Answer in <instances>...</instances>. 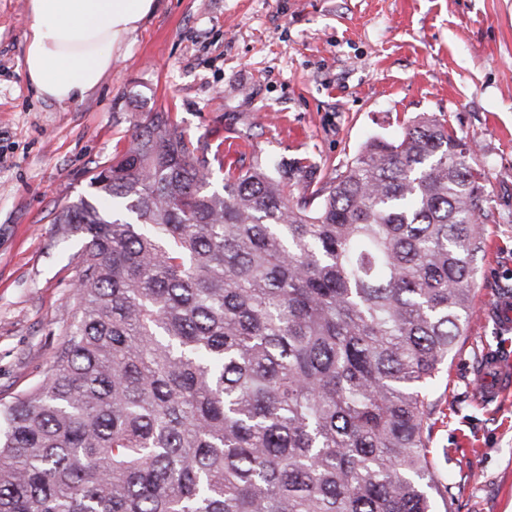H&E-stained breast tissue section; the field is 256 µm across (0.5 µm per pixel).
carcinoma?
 <instances>
[{"mask_svg":"<svg viewBox=\"0 0 512 512\" xmlns=\"http://www.w3.org/2000/svg\"><path fill=\"white\" fill-rule=\"evenodd\" d=\"M210 188L167 112L54 218L84 249L47 378L0 399V512H436L426 388L468 325L482 185L446 120L314 205Z\"/></svg>","mask_w":512,"mask_h":512,"instance_id":"1","label":"carcinoma"}]
</instances>
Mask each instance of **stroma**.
<instances>
[{
    "mask_svg": "<svg viewBox=\"0 0 512 512\" xmlns=\"http://www.w3.org/2000/svg\"><path fill=\"white\" fill-rule=\"evenodd\" d=\"M26 0H0V398L44 378L73 321L84 242L53 219L124 151L135 118L167 112L213 188L269 159L311 196L372 138L446 119L482 175L485 249L471 314L427 390L429 458L453 512H512V397L487 402L485 351L512 353L484 306L512 289V0H160L81 101L36 98ZM236 137L248 150L226 154Z\"/></svg>",
    "mask_w": 512,
    "mask_h": 512,
    "instance_id": "1",
    "label": "stroma"
}]
</instances>
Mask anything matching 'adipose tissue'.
I'll return each instance as SVG.
<instances>
[{"instance_id":"ef3b65f1","label":"adipose tissue","mask_w":512,"mask_h":512,"mask_svg":"<svg viewBox=\"0 0 512 512\" xmlns=\"http://www.w3.org/2000/svg\"><path fill=\"white\" fill-rule=\"evenodd\" d=\"M157 9L156 0H27L24 61L36 97L82 100L112 68L125 39Z\"/></svg>"}]
</instances>
